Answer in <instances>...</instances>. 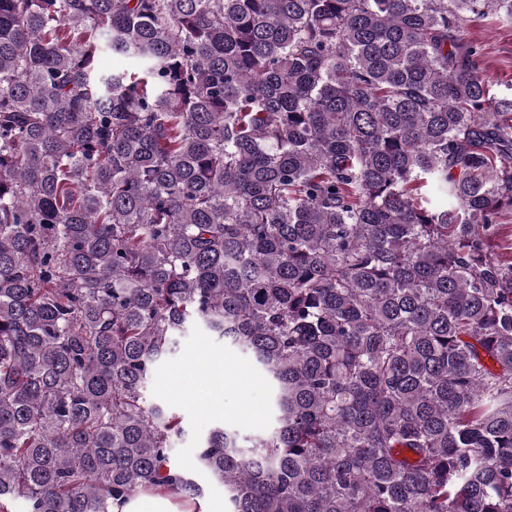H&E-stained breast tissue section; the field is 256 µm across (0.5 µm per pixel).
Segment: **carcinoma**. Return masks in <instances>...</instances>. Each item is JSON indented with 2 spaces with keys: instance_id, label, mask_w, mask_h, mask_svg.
<instances>
[{
  "instance_id": "carcinoma-1",
  "label": "carcinoma",
  "mask_w": 512,
  "mask_h": 512,
  "mask_svg": "<svg viewBox=\"0 0 512 512\" xmlns=\"http://www.w3.org/2000/svg\"><path fill=\"white\" fill-rule=\"evenodd\" d=\"M512 0H0V512L162 490L200 326L275 425L229 512H512ZM128 61L112 70L107 59ZM460 34L482 46V67L493 92L512 84V26L489 16L468 22Z\"/></svg>"
}]
</instances>
